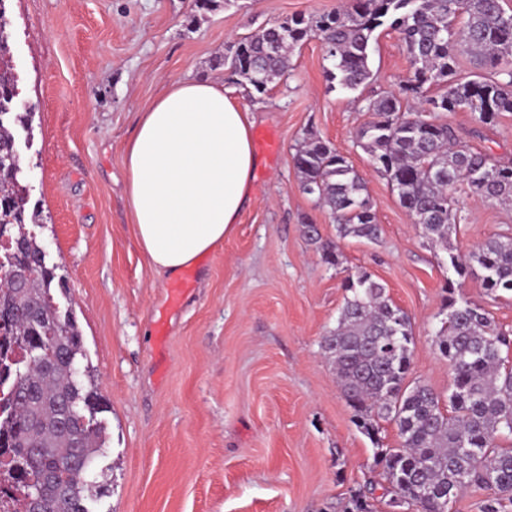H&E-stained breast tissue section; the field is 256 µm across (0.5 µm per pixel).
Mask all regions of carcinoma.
Wrapping results in <instances>:
<instances>
[{"mask_svg":"<svg viewBox=\"0 0 512 512\" xmlns=\"http://www.w3.org/2000/svg\"><path fill=\"white\" fill-rule=\"evenodd\" d=\"M400 34L410 72L397 94L365 99L372 118L358 143L386 177L400 204L428 239L447 253L460 280L480 279L489 294L512 292V233L496 234L462 255L451 238L467 220L465 195L512 204V164L474 150L442 112L464 110L481 125L512 114V10L503 0H349L345 9L294 15L230 42L222 65L229 79L263 94L290 68L294 51L321 39L330 84L357 91L374 77V32ZM475 70L460 71V55ZM16 80L0 82V497L17 498L20 512H92L101 497L94 471L107 456L101 396L85 383L83 338L52 290H67L48 265L27 214L30 187L15 171L18 130L29 132L30 113L14 109ZM294 166L303 192L326 207L338 236L376 242L381 229L363 179L334 146L307 137ZM304 236L322 261L340 265V252L322 242L314 224ZM29 271L24 288L6 283ZM336 328L322 349L353 410L354 424L377 447L376 465L392 504L407 512H448L469 487L490 489L483 512H512V330L447 281V317L434 339L448 362V403L425 383L408 384L414 339L409 316L364 270L347 275ZM396 424L401 446L384 448L380 422ZM344 512H373L371 490L350 496Z\"/></svg>","mask_w":512,"mask_h":512,"instance_id":"cac0c4a2","label":"carcinoma"}]
</instances>
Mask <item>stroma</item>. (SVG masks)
Wrapping results in <instances>:
<instances>
[{
  "label": "stroma",
  "mask_w": 512,
  "mask_h": 512,
  "mask_svg": "<svg viewBox=\"0 0 512 512\" xmlns=\"http://www.w3.org/2000/svg\"><path fill=\"white\" fill-rule=\"evenodd\" d=\"M343 0H5L10 59L22 100L34 105L35 178L49 262L72 309L107 410L110 471L96 512H341L372 486L375 512H397L352 422L321 341L336 326L348 272H369L407 312L415 341L410 381L447 394L448 363L433 340L442 319L447 255L426 239L359 146L364 98L398 90L409 62L398 32L371 54L374 79L330 89L320 39L291 58L289 76L264 95L226 81L227 42L293 15L339 10ZM219 79L254 115L264 166L256 195L202 265L173 280L156 272L128 222L124 145L166 83ZM472 148L512 162V115L478 126L441 114ZM330 141L364 179L382 233L339 238L327 208L300 186L293 155L303 138ZM467 216L458 252L512 233V209L460 197ZM318 225L341 265L302 235Z\"/></svg>",
  "instance_id": "35a3bbf8"
}]
</instances>
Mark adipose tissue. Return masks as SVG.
I'll return each mask as SVG.
<instances>
[{
    "instance_id": "1",
    "label": "adipose tissue",
    "mask_w": 512,
    "mask_h": 512,
    "mask_svg": "<svg viewBox=\"0 0 512 512\" xmlns=\"http://www.w3.org/2000/svg\"><path fill=\"white\" fill-rule=\"evenodd\" d=\"M253 126L216 80L171 82L142 112L124 148L125 196L156 271L177 275L234 232L252 200Z\"/></svg>"
}]
</instances>
